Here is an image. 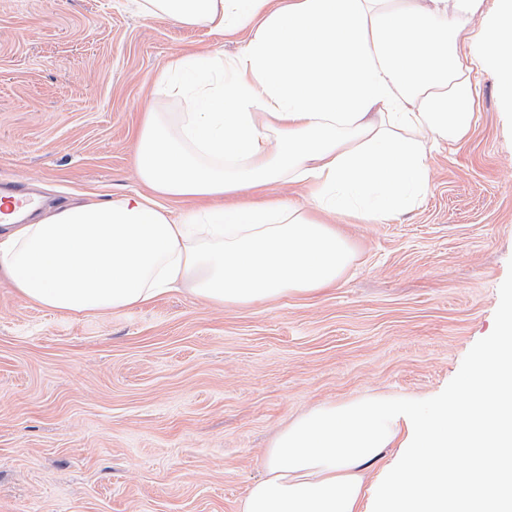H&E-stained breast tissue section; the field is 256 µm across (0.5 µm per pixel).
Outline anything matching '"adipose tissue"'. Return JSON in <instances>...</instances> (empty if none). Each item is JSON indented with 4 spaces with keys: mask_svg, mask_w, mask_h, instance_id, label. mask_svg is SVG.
Segmentation results:
<instances>
[{
    "mask_svg": "<svg viewBox=\"0 0 512 512\" xmlns=\"http://www.w3.org/2000/svg\"><path fill=\"white\" fill-rule=\"evenodd\" d=\"M144 0L148 15L252 33L227 58L188 52L155 80L179 112H144L136 173L149 194L0 224V276L28 303L70 315L154 301L182 285L250 306L336 285L353 251L329 214L383 222L429 188L426 139L461 142L483 61L512 100V0L463 39L483 0ZM307 185L306 211L263 190ZM237 197L232 207L216 199ZM191 201L171 217L161 199ZM396 462L368 492L370 463ZM512 512V307L462 381L428 414L389 394L324 404L285 427L241 512ZM497 2L498 0H484V13L476 20L472 32L475 35L478 34V36L473 40H467L466 52L475 56L486 54V45L481 35L484 30L491 28L497 20Z\"/></svg>",
    "mask_w": 512,
    "mask_h": 512,
    "instance_id": "1",
    "label": "adipose tissue"
}]
</instances>
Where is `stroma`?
Instances as JSON below:
<instances>
[{"label":"stroma","mask_w":512,"mask_h":512,"mask_svg":"<svg viewBox=\"0 0 512 512\" xmlns=\"http://www.w3.org/2000/svg\"><path fill=\"white\" fill-rule=\"evenodd\" d=\"M248 30L144 15L134 0H0V179L45 212L144 192L134 166L155 78ZM492 64L475 123L428 142L430 188L383 224L335 220L333 288L248 307L174 289L69 316L0 280V512H240L295 417L384 392L431 404L512 301V101Z\"/></svg>","instance_id":"stroma-1"}]
</instances>
